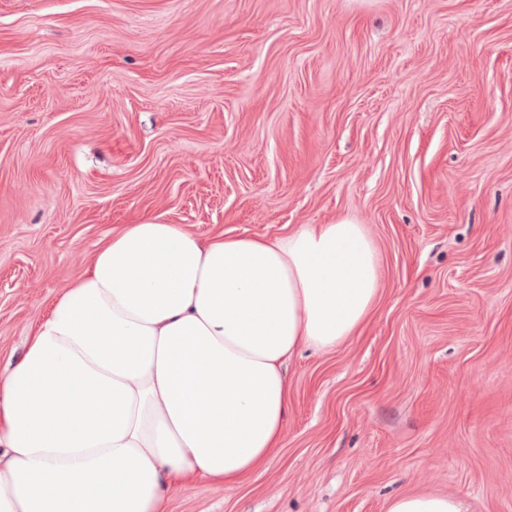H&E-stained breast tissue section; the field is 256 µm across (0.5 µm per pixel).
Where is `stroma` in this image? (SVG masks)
<instances>
[{
	"label": "stroma",
	"mask_w": 512,
	"mask_h": 512,
	"mask_svg": "<svg viewBox=\"0 0 512 512\" xmlns=\"http://www.w3.org/2000/svg\"><path fill=\"white\" fill-rule=\"evenodd\" d=\"M342 216L375 308L289 365L271 462L166 512H512V0H0V368L117 225ZM463 500L453 495L405 494L393 498L387 512H467Z\"/></svg>",
	"instance_id": "obj_1"
}]
</instances>
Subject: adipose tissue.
Wrapping results in <instances>:
<instances>
[{
	"mask_svg": "<svg viewBox=\"0 0 512 512\" xmlns=\"http://www.w3.org/2000/svg\"><path fill=\"white\" fill-rule=\"evenodd\" d=\"M380 278L348 216L274 238L114 229L0 372V512H165L175 489L242 485L283 445L290 360L354 336Z\"/></svg>",
	"mask_w": 512,
	"mask_h": 512,
	"instance_id": "1",
	"label": "adipose tissue"
}]
</instances>
